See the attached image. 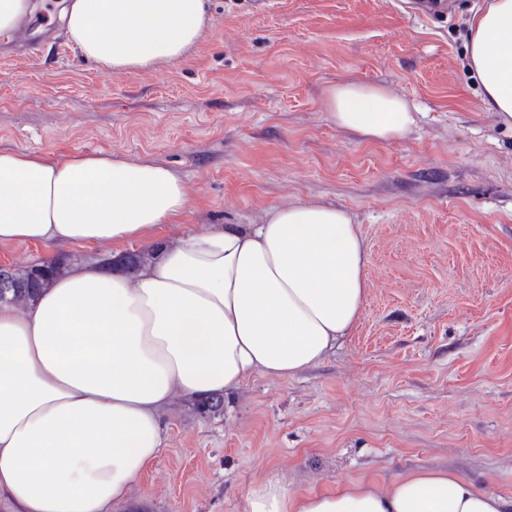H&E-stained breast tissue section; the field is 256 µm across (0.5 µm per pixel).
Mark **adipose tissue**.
I'll return each mask as SVG.
<instances>
[{
	"label": "adipose tissue",
	"instance_id": "1",
	"mask_svg": "<svg viewBox=\"0 0 512 512\" xmlns=\"http://www.w3.org/2000/svg\"><path fill=\"white\" fill-rule=\"evenodd\" d=\"M81 57L120 74L178 60L198 42L205 0H64ZM484 105L512 126V0L467 23ZM331 120L362 139L406 136L415 108L353 79L325 92ZM188 197L169 168L112 155L0 150V245L154 244L132 274L69 265L31 306L0 304V512H112L154 461L174 400L200 402L252 373L313 367L358 324L368 255L348 211L269 208L155 245ZM246 512H512V496L445 470L319 493L254 484Z\"/></svg>",
	"mask_w": 512,
	"mask_h": 512
}]
</instances>
